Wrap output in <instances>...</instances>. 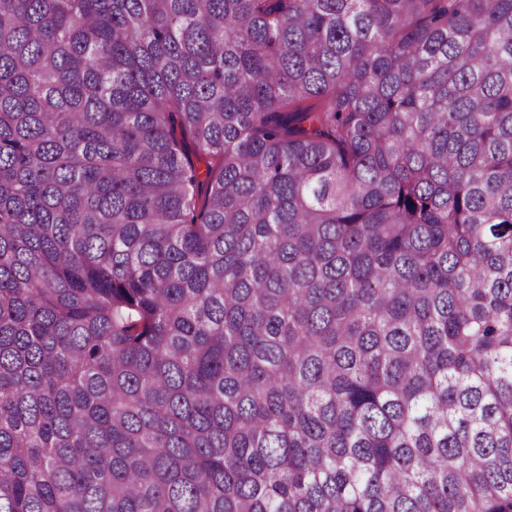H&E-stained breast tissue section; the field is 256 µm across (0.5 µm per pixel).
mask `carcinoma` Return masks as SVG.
Segmentation results:
<instances>
[{"label":"carcinoma","mask_w":512,"mask_h":512,"mask_svg":"<svg viewBox=\"0 0 512 512\" xmlns=\"http://www.w3.org/2000/svg\"><path fill=\"white\" fill-rule=\"evenodd\" d=\"M0 512H512V0H0Z\"/></svg>","instance_id":"1"}]
</instances>
